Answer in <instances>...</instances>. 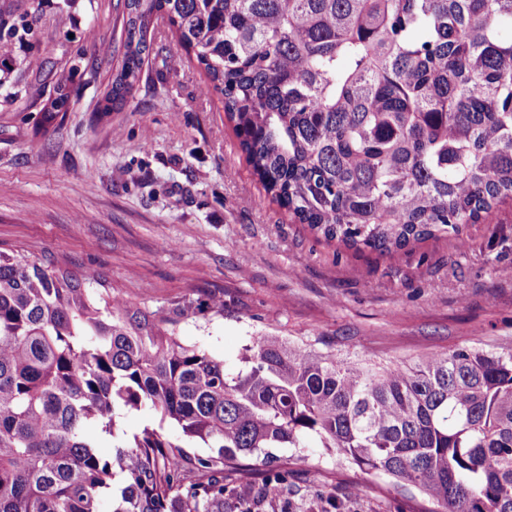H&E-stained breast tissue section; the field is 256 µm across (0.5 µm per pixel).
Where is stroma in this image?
<instances>
[{
	"instance_id": "obj_1",
	"label": "stroma",
	"mask_w": 512,
	"mask_h": 512,
	"mask_svg": "<svg viewBox=\"0 0 512 512\" xmlns=\"http://www.w3.org/2000/svg\"><path fill=\"white\" fill-rule=\"evenodd\" d=\"M33 10L32 38L9 43L43 70L0 79V249L96 273L132 307L177 320L184 344L239 366L254 337H300L354 361L407 360L481 340L512 344V203L465 227L466 249L430 239L393 254L354 252L294 222L253 175L195 59L168 25L125 106H101L121 43L116 0H8ZM93 38H86V31ZM69 82L55 131L41 112ZM224 300L223 314L209 305ZM194 312L182 316L184 305ZM224 483L265 466L290 472L267 512H418L381 475L308 448L250 458Z\"/></svg>"
}]
</instances>
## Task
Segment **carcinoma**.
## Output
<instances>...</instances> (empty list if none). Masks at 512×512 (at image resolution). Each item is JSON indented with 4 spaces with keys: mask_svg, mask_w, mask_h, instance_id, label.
I'll use <instances>...</instances> for the list:
<instances>
[{
    "mask_svg": "<svg viewBox=\"0 0 512 512\" xmlns=\"http://www.w3.org/2000/svg\"><path fill=\"white\" fill-rule=\"evenodd\" d=\"M124 39L102 112L139 80L160 24L223 97L265 191L348 250L393 254L512 202V0H117ZM33 14L0 6V38ZM0 50V71H37ZM71 93L43 108L56 128ZM94 273L0 250V512H264L224 468L271 448H323L421 512H512V345L352 364L256 338L236 372L185 345ZM150 407L179 435L119 419ZM111 438L112 454L98 451ZM199 440L217 454L192 455Z\"/></svg>",
    "mask_w": 512,
    "mask_h": 512,
    "instance_id": "cac0c4a2",
    "label": "carcinoma"
}]
</instances>
